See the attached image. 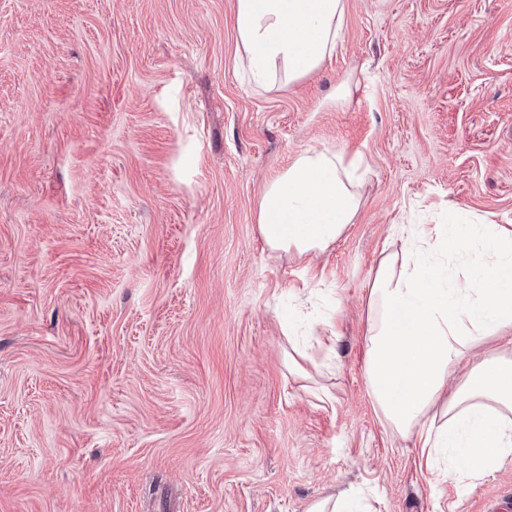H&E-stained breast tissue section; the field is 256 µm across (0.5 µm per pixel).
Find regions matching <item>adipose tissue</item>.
I'll return each instance as SVG.
<instances>
[{
    "mask_svg": "<svg viewBox=\"0 0 512 512\" xmlns=\"http://www.w3.org/2000/svg\"><path fill=\"white\" fill-rule=\"evenodd\" d=\"M343 0H235L241 65L250 84H291L317 69L341 38ZM355 162L310 149L270 182L258 231L273 251L325 250L357 211ZM485 245L464 276L425 259L453 245L457 227L423 231V247L386 258L370 290L368 382L400 435H418L426 461H464L476 476L512 455V357L474 361L456 387L448 378L472 345L512 335V229L475 225Z\"/></svg>",
    "mask_w": 512,
    "mask_h": 512,
    "instance_id": "1",
    "label": "adipose tissue"
}]
</instances>
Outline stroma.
Returning <instances> with one entry per match:
<instances>
[{"instance_id":"1","label":"stroma","mask_w":512,"mask_h":512,"mask_svg":"<svg viewBox=\"0 0 512 512\" xmlns=\"http://www.w3.org/2000/svg\"><path fill=\"white\" fill-rule=\"evenodd\" d=\"M235 0H0V512H490L367 377L369 290L425 224L512 226V0H344L333 55L246 81ZM358 159L325 251L264 187ZM354 161L309 149L270 182L258 211V231L271 251L300 256L323 251L351 224L357 211Z\"/></svg>"}]
</instances>
